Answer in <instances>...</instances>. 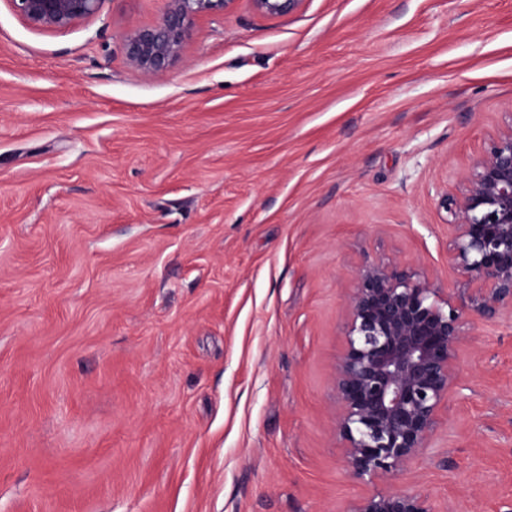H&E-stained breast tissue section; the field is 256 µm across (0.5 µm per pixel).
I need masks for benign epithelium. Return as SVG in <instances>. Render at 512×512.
<instances>
[{"instance_id":"7a95c632","label":"benign epithelium","mask_w":512,"mask_h":512,"mask_svg":"<svg viewBox=\"0 0 512 512\" xmlns=\"http://www.w3.org/2000/svg\"><path fill=\"white\" fill-rule=\"evenodd\" d=\"M33 29L60 31L95 15L101 0H12ZM238 0H168L160 22L135 26L124 40L128 62L162 76L180 59L194 20L232 11ZM263 16L297 11L303 0H250ZM448 214V257L461 282L443 293L416 268L367 262L352 274L342 348L332 386L334 430L350 474L389 482L430 448L439 413L458 386V359L469 342L466 316H512V113L487 148L439 190ZM345 512H437L420 490L364 497Z\"/></svg>"}]
</instances>
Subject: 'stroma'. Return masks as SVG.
<instances>
[{"label": "stroma", "instance_id": "35a3bbf8", "mask_svg": "<svg viewBox=\"0 0 512 512\" xmlns=\"http://www.w3.org/2000/svg\"><path fill=\"white\" fill-rule=\"evenodd\" d=\"M167 0L69 29L0 0V512H345L332 371L352 272L455 288L441 186L512 110V0H239L163 76ZM391 481L512 505V318ZM253 10L263 16L280 17L297 11L303 0H250Z\"/></svg>", "mask_w": 512, "mask_h": 512}]
</instances>
